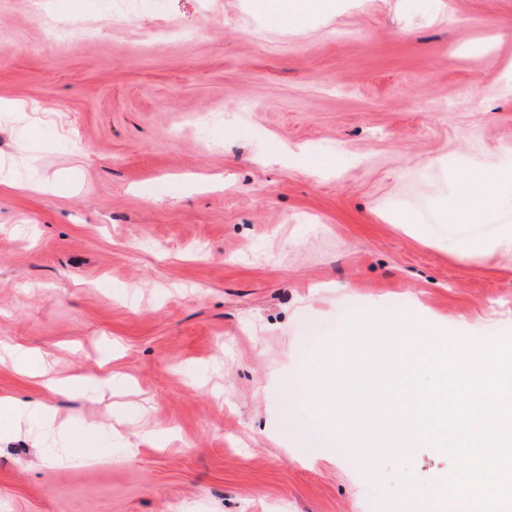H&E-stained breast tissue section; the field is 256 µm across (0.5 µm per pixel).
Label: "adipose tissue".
<instances>
[{"label":"adipose tissue","mask_w":512,"mask_h":512,"mask_svg":"<svg viewBox=\"0 0 512 512\" xmlns=\"http://www.w3.org/2000/svg\"><path fill=\"white\" fill-rule=\"evenodd\" d=\"M474 174L482 186L481 191L476 194L463 191L460 205L434 228L437 236L457 241L456 255L462 260L469 259L477 251L486 254L499 250L512 252V167L487 160L475 165ZM0 354L27 373L42 378L44 386L55 391L70 390L77 385L98 391L104 384L93 369L82 375L77 384L53 377L46 356L39 352L5 346L0 348ZM0 416L13 429L37 423L43 434L53 439L71 431L69 420L60 419L50 405L38 399L16 402L0 398Z\"/></svg>","instance_id":"adipose-tissue-1"}]
</instances>
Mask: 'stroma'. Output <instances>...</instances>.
<instances>
[{"label": "stroma", "instance_id": "obj_1", "mask_svg": "<svg viewBox=\"0 0 512 512\" xmlns=\"http://www.w3.org/2000/svg\"><path fill=\"white\" fill-rule=\"evenodd\" d=\"M256 3L0 0V99L45 106L0 112V167L53 184L0 185V342L112 379L98 402L0 362V397L53 405L82 457L0 442V512H377L401 469L450 473L425 446L376 486L318 427L283 447L281 381L417 303L512 342V252L428 234L470 167L512 163V0H331L294 27Z\"/></svg>", "mask_w": 512, "mask_h": 512}]
</instances>
